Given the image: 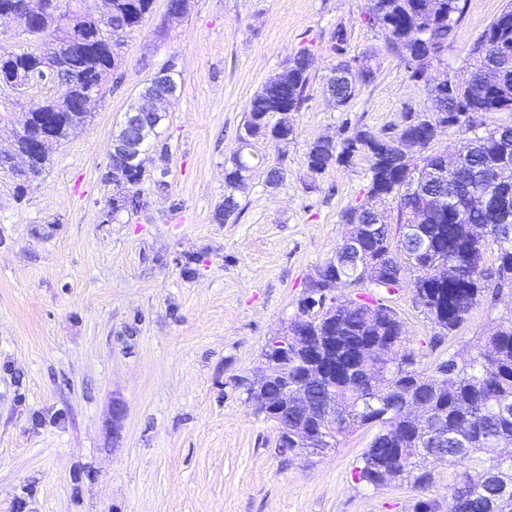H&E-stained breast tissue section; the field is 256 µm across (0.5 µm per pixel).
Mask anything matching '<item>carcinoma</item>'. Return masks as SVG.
Masks as SVG:
<instances>
[{
	"label": "carcinoma",
	"mask_w": 512,
	"mask_h": 512,
	"mask_svg": "<svg viewBox=\"0 0 512 512\" xmlns=\"http://www.w3.org/2000/svg\"><path fill=\"white\" fill-rule=\"evenodd\" d=\"M84 2L37 0L33 7L30 0H0V8L18 12L20 34L41 44L39 51L22 54L0 47V81L33 57L55 71L61 89L42 112L29 113L22 128L11 129L19 150L27 146L26 129L47 124L61 141L85 126L90 117L84 110L86 92L102 90L111 75L113 54L122 46L117 36L140 26L154 4L110 0L112 11L103 16ZM465 8L463 0H369L366 22L384 31L386 49L400 59L405 77L434 95V112L408 107L401 123L379 132L345 125L339 139H318L307 153L314 178L357 155L367 159L366 200L344 209L341 220L371 225L360 244L364 258L382 261L376 285L391 293L411 289L415 305L439 329L436 340L456 331L480 300L494 305L504 290L512 291V194L487 178L499 168H512V135L503 126L474 134L451 169L448 152L432 148L440 124L472 131L476 113L512 112V8L491 22L469 52L474 71L496 64L500 76L494 88L474 87L464 78L447 92L437 90L430 70L413 64L418 57L442 61ZM371 60L365 53L333 69L327 88L338 107H348L356 95L353 76L371 80ZM309 69L310 53L302 49L288 60L279 83L262 85L250 99L238 147L224 162L218 223L241 213L236 192L257 172L268 185L278 186L285 179L282 163L268 166L251 148L253 140L263 138L284 159L294 134L293 114L307 101ZM177 87L172 76L151 81L143 94L158 97ZM409 140L421 147L416 162L405 153ZM148 162L145 157L129 170L133 191L124 196L126 212L143 205L140 185ZM8 172L16 196L24 197L33 177L12 168ZM490 244L497 247L493 267L484 263ZM389 254L397 266L390 265ZM335 277L344 288L363 286L358 276L338 270L329 260L315 270L305 292H320ZM305 301L300 299L293 326L317 337L315 344L334 347L336 359L350 370L348 375L309 381L306 356L288 350L285 376L292 391L313 401L327 393L336 399V424L314 440L330 448L338 436L356 427L379 425L356 468L357 480L375 489L404 483L428 489L439 459L421 449L444 448L445 460L455 466L450 512H496L492 492L505 481L512 484V451L487 456L484 450L496 442L512 448V321L479 338L463 363L450 358L426 373L403 350V323L384 299L363 293L338 296L323 312ZM412 401L427 404L447 432L439 443L432 444L415 426L409 412Z\"/></svg>",
	"instance_id": "cac0c4a2"
}]
</instances>
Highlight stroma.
<instances>
[{
  "label": "stroma",
  "mask_w": 512,
  "mask_h": 512,
  "mask_svg": "<svg viewBox=\"0 0 512 512\" xmlns=\"http://www.w3.org/2000/svg\"><path fill=\"white\" fill-rule=\"evenodd\" d=\"M367 3L192 0L185 17L170 19L166 0H155L121 37V83L51 146V165L24 200L0 174V512H412L422 495L448 512L447 465L424 494L407 484L373 489L355 469L375 427L300 454L280 447L277 426L238 385L263 368L267 341L285 332L310 276L334 257L349 231L341 212L365 198V158L314 178L311 143L347 122L380 131L405 108L429 106L385 51L383 32L365 23ZM510 6L467 0L444 54L450 74L466 72L470 46ZM339 25L349 54L371 53L374 72L344 110L326 93ZM302 48L313 62L286 179L249 182L239 218L217 223L224 161L247 104ZM173 56L178 91L149 154L165 162L166 185L144 182L145 207L105 222L121 192L102 178L112 135ZM58 93L51 83L0 93V149L22 109ZM365 291L387 297L429 373L448 357L466 360L477 338L512 318L506 295L477 304L440 339L410 289ZM116 403L125 410L117 423Z\"/></svg>",
  "instance_id": "obj_1"
}]
</instances>
